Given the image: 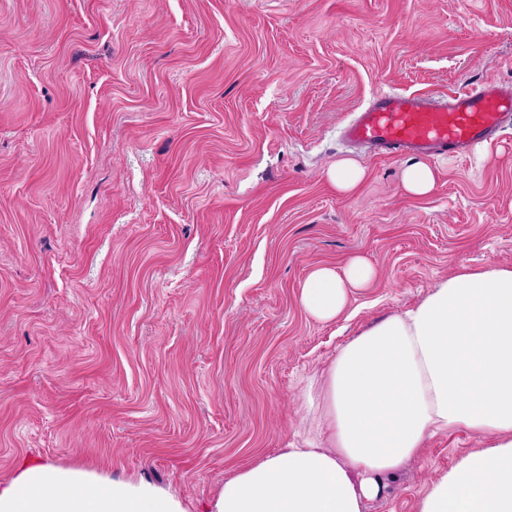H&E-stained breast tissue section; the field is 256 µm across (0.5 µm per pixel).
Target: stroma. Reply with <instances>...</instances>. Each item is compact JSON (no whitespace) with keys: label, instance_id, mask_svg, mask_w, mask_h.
Returning <instances> with one entry per match:
<instances>
[{"label":"stroma","instance_id":"35a3bbf8","mask_svg":"<svg viewBox=\"0 0 512 512\" xmlns=\"http://www.w3.org/2000/svg\"><path fill=\"white\" fill-rule=\"evenodd\" d=\"M512 84V0H0V482L26 461L199 506L301 441L305 378L462 264L512 267V125L489 155L348 149L380 91ZM367 176L349 196L339 158ZM377 270L336 321L317 265ZM431 438L365 512L482 448ZM325 176L338 194L348 195L362 184L366 169L355 160L342 158L328 167ZM402 183L407 194L413 197L429 195L436 185V172L428 164L414 163L403 170Z\"/></svg>","mask_w":512,"mask_h":512}]
</instances>
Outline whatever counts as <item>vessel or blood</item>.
<instances>
[{
	"mask_svg": "<svg viewBox=\"0 0 512 512\" xmlns=\"http://www.w3.org/2000/svg\"><path fill=\"white\" fill-rule=\"evenodd\" d=\"M511 123L512 88L485 81L448 93H378L340 133L342 141L364 145L379 157H461Z\"/></svg>",
	"mask_w": 512,
	"mask_h": 512,
	"instance_id": "obj_1",
	"label": "vessel or blood"
}]
</instances>
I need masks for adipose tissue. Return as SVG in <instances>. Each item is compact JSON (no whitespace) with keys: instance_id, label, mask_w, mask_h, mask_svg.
<instances>
[{"instance_id":"1","label":"adipose tissue","mask_w":512,"mask_h":512,"mask_svg":"<svg viewBox=\"0 0 512 512\" xmlns=\"http://www.w3.org/2000/svg\"><path fill=\"white\" fill-rule=\"evenodd\" d=\"M375 278L360 257L320 265L299 303L331 322L351 290ZM298 400L310 421L303 444L237 468L203 512H364L427 439L458 430L484 447L431 480L415 512H512V268L460 265L417 305L341 347ZM0 512L190 510L142 478L110 480L42 461L0 483Z\"/></svg>"}]
</instances>
